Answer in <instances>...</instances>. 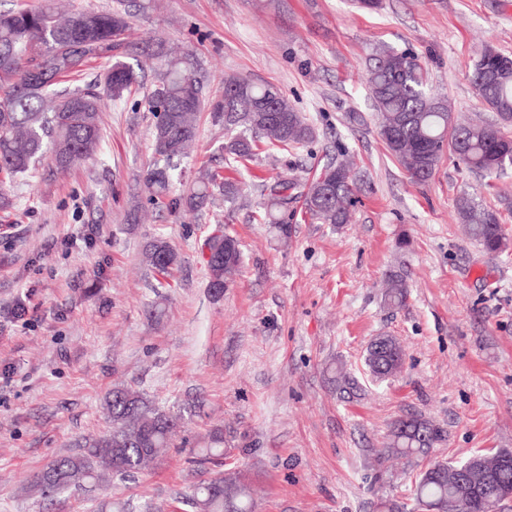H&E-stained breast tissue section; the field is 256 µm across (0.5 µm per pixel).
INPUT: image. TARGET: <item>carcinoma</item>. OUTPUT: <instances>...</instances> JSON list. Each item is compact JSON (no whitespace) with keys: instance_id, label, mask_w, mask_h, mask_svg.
<instances>
[{"instance_id":"cac0c4a2","label":"carcinoma","mask_w":512,"mask_h":512,"mask_svg":"<svg viewBox=\"0 0 512 512\" xmlns=\"http://www.w3.org/2000/svg\"><path fill=\"white\" fill-rule=\"evenodd\" d=\"M124 0L106 10L75 9L60 18L52 4L38 9L0 11V210L13 207L10 188L50 155L60 172L96 157L102 147L104 99L120 102L139 84L134 67L112 63L103 83L65 86L92 58L112 55L129 22ZM163 72L148 94L155 117L154 160L145 181L158 206L196 213L215 194L233 204L241 182L205 169L188 192L168 197L169 186L198 133L205 86L197 65L159 43L153 51ZM512 55L486 43L473 62L470 80L477 96L496 113L488 123L448 125V102L428 86L424 66L410 52H377L366 74L373 105L381 116L380 136L415 183L433 177L445 154L485 177L512 167ZM214 122L224 126L220 151L224 161L237 163L258 155L260 145L282 150L300 148L314 139V129L277 87L237 77L224 79V96L212 106ZM355 180L347 162L324 166L308 184L279 176L254 185L260 196L259 219L280 239L291 234L288 210L297 200L321 224H345L353 205ZM466 234L487 254L508 247L498 214L463 196L457 201ZM209 288L220 295L242 262L238 240L227 233L205 243ZM143 262L168 277L179 263L162 238L150 241ZM407 274L392 270L384 284V303L401 307L408 298ZM405 352L392 336H378L367 348L365 363L378 378L394 376ZM111 429L87 439L75 455L48 462L35 476L31 491L42 497L99 486L110 477L122 479L153 467L174 447L183 416L166 410L145 394L115 386L105 399ZM445 440L444 430L423 417L393 423L377 462L412 458L420 466L413 490L414 512H499L512 499V451L476 453L460 461L432 462L430 454ZM200 461L224 463V437L215 435L199 449ZM187 499L195 512H252L251 488L239 476L225 474L191 486Z\"/></svg>"}]
</instances>
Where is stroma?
<instances>
[{
	"instance_id": "35a3bbf8",
	"label": "stroma",
	"mask_w": 512,
	"mask_h": 512,
	"mask_svg": "<svg viewBox=\"0 0 512 512\" xmlns=\"http://www.w3.org/2000/svg\"><path fill=\"white\" fill-rule=\"evenodd\" d=\"M126 4L130 29L112 58L91 60L75 79L94 80L115 58L139 68L140 90L103 115L101 156L65 172L42 161L0 213V512H94L106 495L126 512H193L186 492L216 471L194 458L217 428L224 468L251 485L254 512L410 502L413 460L376 462L401 417L443 428L447 440L432 452L442 461L512 450V246L486 254L456 209L460 196L477 198L512 239V175L490 181L447 156L430 180L412 183L379 135L364 83L376 50H407L455 120L494 119L470 67L486 42L512 55V0H382L375 10L351 0ZM160 41L192 53L209 98H221L229 75L269 83L316 131L305 147L228 167L216 151L224 128L202 109L172 194L205 168L248 185L303 181L346 156L360 187L349 223H314L298 205L284 242L258 221L253 194L190 215L152 205L146 98L159 63L148 47ZM135 210L141 223L127 219ZM219 227L238 239L243 263L216 297L202 251ZM156 237L180 256L167 288L142 262ZM398 268L410 295L390 309L383 281ZM383 334L406 359L380 380L364 358ZM335 366L353 388L331 383ZM118 383L167 407L196 406L176 448L153 470L107 486L33 494L47 462L106 429L103 399Z\"/></svg>"
}]
</instances>
